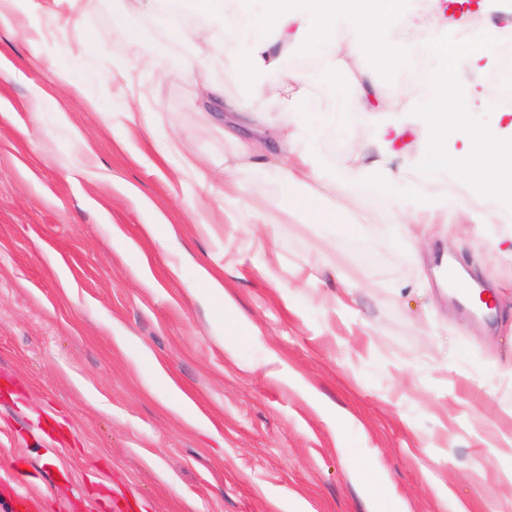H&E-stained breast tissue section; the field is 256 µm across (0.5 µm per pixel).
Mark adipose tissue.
<instances>
[{"label":"adipose tissue","instance_id":"ef3b65f1","mask_svg":"<svg viewBox=\"0 0 512 512\" xmlns=\"http://www.w3.org/2000/svg\"><path fill=\"white\" fill-rule=\"evenodd\" d=\"M405 2L238 0L237 13L230 15L225 0H190L196 13L224 18L221 27L193 29V38L223 50L246 85L281 106L274 119L260 110L243 112L236 103H225L239 165L273 166L292 183L319 181L372 189L389 199L393 234L408 243L415 240L417 225L440 223L448 198L428 194L415 174L389 167L406 130L416 134L431 174L476 188L497 204L499 217H512V113H498L491 124L476 118L490 104L479 77L496 64L488 51L492 33L478 37L468 56H449L448 31L455 27V19L436 5L407 13ZM37 8L41 25L21 28L22 38L30 40L61 25L79 31L83 0H46ZM304 45L347 69L363 55L382 65L398 55L409 61L419 58L427 49L446 56L448 64L419 93H404L377 105L372 102L376 72L360 73L352 97L361 119L370 120L374 129L373 157L338 167L317 146L308 87L294 74L277 84L269 81L271 74L281 71L285 56Z\"/></svg>","mask_w":512,"mask_h":512}]
</instances>
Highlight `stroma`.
I'll use <instances>...</instances> for the list:
<instances>
[{
	"mask_svg": "<svg viewBox=\"0 0 512 512\" xmlns=\"http://www.w3.org/2000/svg\"><path fill=\"white\" fill-rule=\"evenodd\" d=\"M26 23L0 21V512H115L119 489L140 512H372L374 468L408 512H512L494 452L512 436V223L470 221L495 204L426 178L463 203L451 239L407 245L359 189L239 168L225 201L181 156L223 170L225 101L274 115L276 100L156 17L132 37L122 0H84L77 34L26 42ZM491 26L512 32L500 0L449 43L465 56ZM189 59L223 100L196 93ZM283 69L325 121L322 153L359 157L372 129L352 120L348 72ZM128 109L147 127H112ZM164 137L178 155H159ZM303 195L352 227L305 223L285 207ZM451 256L492 289V324L439 290ZM203 268L249 340L223 338Z\"/></svg>",
	"mask_w": 512,
	"mask_h": 512,
	"instance_id": "obj_1",
	"label": "stroma"
}]
</instances>
